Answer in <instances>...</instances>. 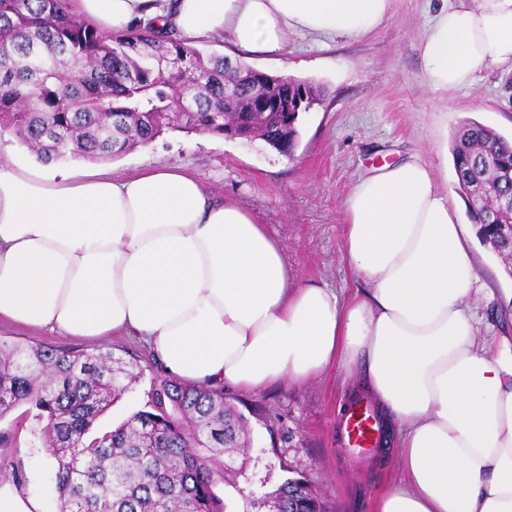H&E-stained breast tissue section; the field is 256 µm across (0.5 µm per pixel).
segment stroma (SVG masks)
<instances>
[{"instance_id":"obj_1","label":"stroma","mask_w":512,"mask_h":512,"mask_svg":"<svg viewBox=\"0 0 512 512\" xmlns=\"http://www.w3.org/2000/svg\"><path fill=\"white\" fill-rule=\"evenodd\" d=\"M423 6V0H392L390 18L365 37H340L325 46L292 34L285 52L251 60L255 69L307 81L322 91L321 104L302 116L293 156L281 155L259 139L249 144L169 131L114 159L73 158L58 169L80 174L101 167L117 175L155 165L185 169L210 195L234 198L266 224L299 280L319 281L349 294L362 282L341 257L342 202L371 165L418 155L437 167L439 188L456 202L460 195L452 149L461 123L474 120L512 137L511 70L480 71L472 86L445 94L426 89L419 52ZM474 257L488 290L478 301L482 323L498 334L511 332L512 276L488 245H480ZM1 341L95 346L91 340L7 321L0 322ZM107 343L115 355H135L140 377L100 420L103 429L141 408L158 374L152 350L139 338L112 336ZM353 392V385L341 382L334 369L303 383L284 381L251 393L225 389L226 399L247 420L251 442L236 484L260 495L301 475L331 512H373L376 496L398 481L400 468L394 454L348 448L339 416ZM0 429L13 435L5 456L24 461L25 491L40 498L47 512H58L54 473L43 464L44 449L30 447L18 413L0 419Z\"/></svg>"}]
</instances>
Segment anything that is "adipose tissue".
Instances as JSON below:
<instances>
[{
    "mask_svg": "<svg viewBox=\"0 0 512 512\" xmlns=\"http://www.w3.org/2000/svg\"><path fill=\"white\" fill-rule=\"evenodd\" d=\"M105 31L146 21L252 54L291 33L360 38L390 0H70ZM433 93L512 67V0H439L421 40ZM0 165V319L142 339L167 376L249 393L335 368L400 433L376 512H512V336L479 337L472 241L413 156L343 200L342 256L365 290L300 281L266 225L180 168L130 177Z\"/></svg>",
    "mask_w": 512,
    "mask_h": 512,
    "instance_id": "obj_1",
    "label": "adipose tissue"
}]
</instances>
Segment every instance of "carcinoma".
<instances>
[{"instance_id":"1","label":"carcinoma","mask_w":512,"mask_h":512,"mask_svg":"<svg viewBox=\"0 0 512 512\" xmlns=\"http://www.w3.org/2000/svg\"><path fill=\"white\" fill-rule=\"evenodd\" d=\"M227 57L205 53L152 23L115 35L76 16L68 0H0V126L43 162L104 160L166 130L224 135V115L308 95L311 83L242 78ZM460 191L484 243L512 255V142L473 121L453 148ZM133 363L94 351L0 343V419L25 407L30 444L56 460L59 512H224L216 493L242 472L233 454L246 419L224 389L162 377L144 408L117 427L95 425L136 382ZM18 485L23 461L0 458ZM246 512H326L304 478L244 499Z\"/></svg>"}]
</instances>
